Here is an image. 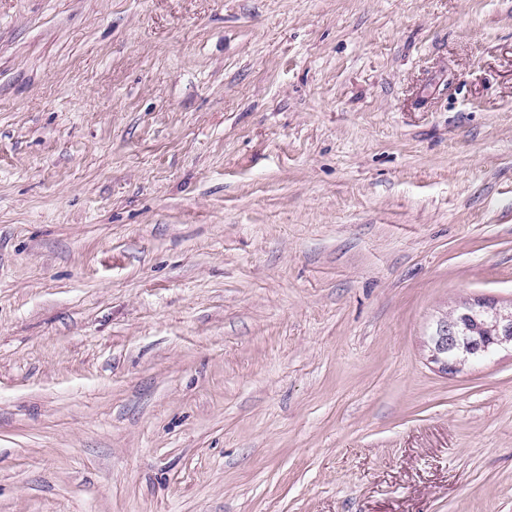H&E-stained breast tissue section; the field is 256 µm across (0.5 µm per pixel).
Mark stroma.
I'll use <instances>...</instances> for the list:
<instances>
[{"label":"stroma","mask_w":512,"mask_h":512,"mask_svg":"<svg viewBox=\"0 0 512 512\" xmlns=\"http://www.w3.org/2000/svg\"><path fill=\"white\" fill-rule=\"evenodd\" d=\"M512 0H0V512H512ZM457 318L442 317L436 323L431 336L430 362L438 365L444 373L454 374L462 368L461 363L482 361L495 352L509 350L512 352V303L501 307L493 299H477L464 304ZM479 313L491 316L496 333L487 342L481 336H460L461 322L474 318ZM457 351L465 355L461 360Z\"/></svg>","instance_id":"obj_1"}]
</instances>
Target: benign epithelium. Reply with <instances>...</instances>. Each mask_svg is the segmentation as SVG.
Returning a JSON list of instances; mask_svg holds the SVG:
<instances>
[{
  "label": "benign epithelium",
  "instance_id": "benign-epithelium-1",
  "mask_svg": "<svg viewBox=\"0 0 512 512\" xmlns=\"http://www.w3.org/2000/svg\"><path fill=\"white\" fill-rule=\"evenodd\" d=\"M479 313L491 316L495 336L487 342L481 336L460 335L461 323ZM430 362L444 373L454 374L463 361H482L500 350H512V305L501 307L493 299H477L463 305L458 317L445 316L436 323L431 336Z\"/></svg>",
  "mask_w": 512,
  "mask_h": 512
}]
</instances>
